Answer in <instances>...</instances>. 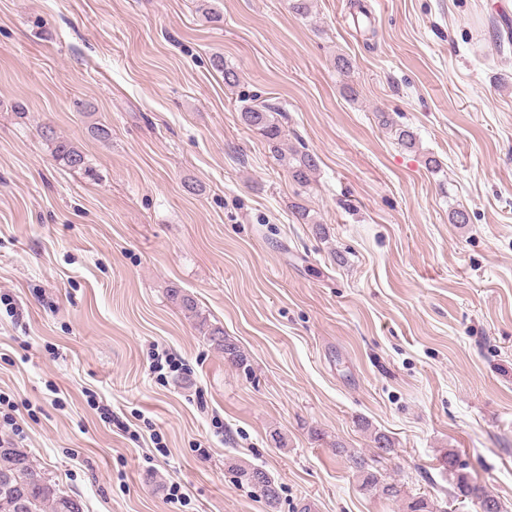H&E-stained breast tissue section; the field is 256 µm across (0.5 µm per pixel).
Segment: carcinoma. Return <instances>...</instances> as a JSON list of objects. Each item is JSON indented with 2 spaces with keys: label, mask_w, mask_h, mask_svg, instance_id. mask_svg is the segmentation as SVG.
Returning <instances> with one entry per match:
<instances>
[{
  "label": "carcinoma",
  "mask_w": 512,
  "mask_h": 512,
  "mask_svg": "<svg viewBox=\"0 0 512 512\" xmlns=\"http://www.w3.org/2000/svg\"><path fill=\"white\" fill-rule=\"evenodd\" d=\"M275 107L259 103L241 110V119L250 129L266 138L277 161L291 175L293 180L307 186L318 168L317 159L306 150L283 151L280 147L281 129L275 122ZM382 125L394 131L397 141L407 149L416 145V136L406 128L393 125L386 113L380 115ZM41 136L52 157L72 170H87L85 153L72 141L57 134L50 125L41 127ZM169 299L194 321L200 335L214 349L224 354L232 366L250 371L248 358L230 337L224 334V327L208 321L199 311L194 296L177 287L167 289ZM360 483V489L368 495L388 501H398L403 496L402 486L388 479L368 462L356 455L347 454ZM441 465L455 480L453 497L472 502L488 499L494 503L489 512H503L501 501L485 487L471 481L463 472V465L457 454L450 450L440 458ZM238 482L252 489L254 496L264 501L271 512H277L280 505V486L263 468L237 462L230 463ZM0 512H84L82 500L65 493L34 465L30 457L15 448L8 441H0Z\"/></svg>",
  "instance_id": "cac0c4a2"
}]
</instances>
